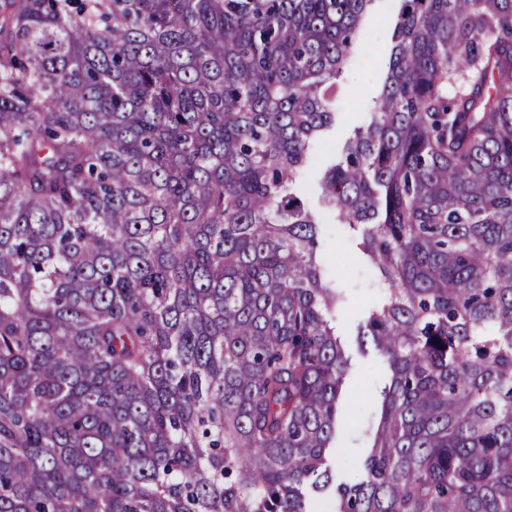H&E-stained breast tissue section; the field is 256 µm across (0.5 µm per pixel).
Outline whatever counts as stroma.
<instances>
[{
  "label": "stroma",
  "instance_id": "obj_1",
  "mask_svg": "<svg viewBox=\"0 0 512 512\" xmlns=\"http://www.w3.org/2000/svg\"><path fill=\"white\" fill-rule=\"evenodd\" d=\"M399 0H372L364 17L363 40L352 53L339 77L340 94L335 116L322 140L312 149L315 165L299 183L297 192L315 204V185L321 166L338 156L355 129L369 121L385 82L393 42L391 40ZM319 259L346 298L336 313V328L349 357L345 386L350 394L347 418L336 441L333 473L337 480L357 478L367 455L379 417L381 395L390 382L385 359L372 344H361L358 332L368 308L384 293L383 284L370 265L358 257L357 241L347 227H321Z\"/></svg>",
  "mask_w": 512,
  "mask_h": 512
}]
</instances>
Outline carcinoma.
I'll return each mask as SVG.
<instances>
[{
	"label": "carcinoma",
	"mask_w": 512,
	"mask_h": 512,
	"mask_svg": "<svg viewBox=\"0 0 512 512\" xmlns=\"http://www.w3.org/2000/svg\"><path fill=\"white\" fill-rule=\"evenodd\" d=\"M371 2L0 0V512H512V0H400L320 178L391 372L333 483L295 186Z\"/></svg>",
	"instance_id": "carcinoma-1"
}]
</instances>
